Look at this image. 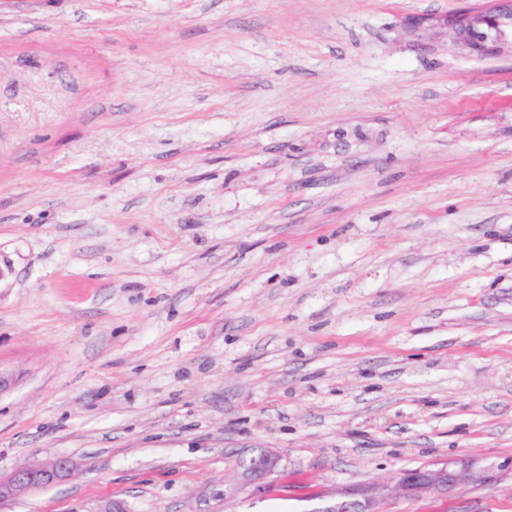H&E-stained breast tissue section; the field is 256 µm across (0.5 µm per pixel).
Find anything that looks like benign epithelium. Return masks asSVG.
Here are the masks:
<instances>
[{"mask_svg": "<svg viewBox=\"0 0 512 512\" xmlns=\"http://www.w3.org/2000/svg\"><path fill=\"white\" fill-rule=\"evenodd\" d=\"M462 23L456 26L460 43L471 52L487 55L512 45V0H495L491 8L466 6ZM281 468V457L273 450L252 451L238 458L234 480L224 483V500L234 498L240 489L261 486ZM75 464L67 457L57 456L24 463L9 474H0V504L17 495L44 488L71 477ZM489 485L495 480L492 468L473 469V463L461 460L442 466L401 471L395 479L378 484L355 498L336 492L321 507L309 512H387L389 501L401 496H446L465 479Z\"/></svg>", "mask_w": 512, "mask_h": 512, "instance_id": "obj_1", "label": "benign epithelium"}]
</instances>
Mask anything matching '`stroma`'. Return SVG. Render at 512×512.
I'll return each instance as SVG.
<instances>
[{"instance_id": "obj_1", "label": "stroma", "mask_w": 512, "mask_h": 512, "mask_svg": "<svg viewBox=\"0 0 512 512\" xmlns=\"http://www.w3.org/2000/svg\"><path fill=\"white\" fill-rule=\"evenodd\" d=\"M464 0H0V512H512V53ZM271 489L224 500L241 452ZM492 8L466 6L461 12L463 24H456V33L460 43L471 52L487 55L500 52L505 45L512 47V1L495 0ZM489 25L499 28L495 34L486 28ZM74 471L75 464L64 456L24 463L7 475L0 474V504L23 492L64 481ZM492 469L473 470L471 461L461 460L442 466L402 470L394 480L373 486L361 498L335 492L323 506L311 512H387V503L401 495L447 496L469 475L475 482L491 485L496 478Z\"/></svg>"}]
</instances>
